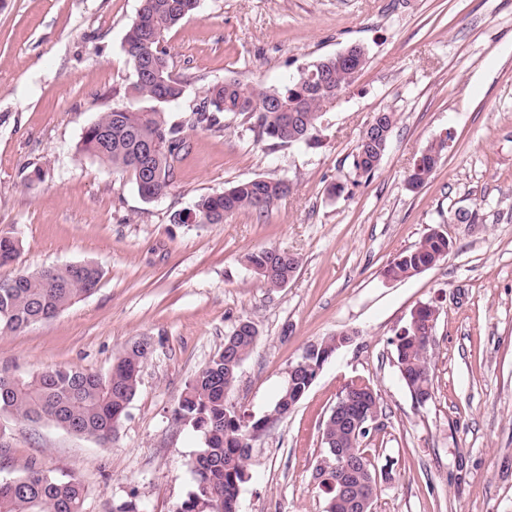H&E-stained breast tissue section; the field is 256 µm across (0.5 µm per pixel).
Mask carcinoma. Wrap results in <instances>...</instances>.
Segmentation results:
<instances>
[{"instance_id":"carcinoma-1","label":"carcinoma","mask_w":512,"mask_h":512,"mask_svg":"<svg viewBox=\"0 0 512 512\" xmlns=\"http://www.w3.org/2000/svg\"><path fill=\"white\" fill-rule=\"evenodd\" d=\"M187 0H142L137 18L124 36V50L132 64L131 90L145 103L139 108L114 107L101 113L81 138L80 149L88 156L127 174L144 199L164 196L173 184L175 165L185 150L183 125L170 121L167 106L179 101L186 83L175 77L167 34L192 10ZM318 67L327 75V88L308 93L297 82L280 85L249 84L226 79L210 85L202 102L190 113L191 126L218 123L217 114L242 117L247 130L257 141L313 147L308 140L321 124L329 106L327 94L342 91L353 83L355 65L336 62L324 56ZM388 142L359 138L352 155L350 181L356 186L380 168ZM444 140H436L421 152L407 178L410 190L420 188L434 173L442 158ZM291 190L282 179L256 177L242 180L218 195L202 196L192 213L198 224H222L224 218L245 211L262 212ZM21 241L0 234V265L16 260ZM452 242L448 232L427 234L413 250L399 254L386 274L406 278L422 266H433L448 256ZM254 273L272 288H280L293 276L300 258L280 259L277 251L264 249L247 256ZM101 269L83 263V272L74 275L71 266L37 272L22 271L0 282V332H17L51 319L92 293L100 282ZM258 331L232 332L224 338V350L216 353L195 375L175 409V420L190 424L202 433L204 446L192 462L194 481L179 512H237L240 486L250 479V449L273 423L288 415L299 393H305L315 372L303 371L294 380V390L285 382L266 414L245 417L227 404L226 394L237 381L240 365L252 351ZM398 368L405 385L416 391H433L430 374V349L427 333L420 325L407 323L403 333L392 340ZM153 357L148 339L126 345L105 374L77 368H52L30 376H9L0 371V412L15 413L31 422L47 421L80 436H89L105 446L116 436L126 409L136 395L142 368ZM357 389L359 400L353 408L358 418L367 416L379 405V395L363 383L352 382L345 391ZM368 433H356L341 419H326L321 434L323 455L337 453L341 461L355 466L337 473L315 471L320 489L328 488L325 512H358L357 502L371 491L375 478L391 479V474H376L362 441ZM85 486L75 476L56 477L33 466L22 474L0 482V512H82Z\"/></svg>"}]
</instances>
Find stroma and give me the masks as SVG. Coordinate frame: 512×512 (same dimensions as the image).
Listing matches in <instances>:
<instances>
[{"instance_id": "stroma-1", "label": "stroma", "mask_w": 512, "mask_h": 512, "mask_svg": "<svg viewBox=\"0 0 512 512\" xmlns=\"http://www.w3.org/2000/svg\"><path fill=\"white\" fill-rule=\"evenodd\" d=\"M140 6L0 0V233L22 242L0 281L70 263L102 271L97 291L57 317L0 334V370L104 374L128 342L154 345L109 447L0 413V481L32 464L78 477L83 512L129 500L141 512H178L203 438L174 410L225 336L249 320L259 339L226 400L255 416L308 345L343 331L352 339L255 443L239 512H323L313 479L321 427L358 380L381 406L363 446L393 475L373 512H512V0H200L167 36L173 73L187 83L171 119L227 78L274 85L354 43L367 62L328 107L319 148L258 141L242 119L223 117L185 130L173 184L154 202L76 150L100 113L137 103L123 40ZM380 111L398 115L380 169L329 196ZM439 137L438 167L409 190L414 157ZM257 176L292 190L260 214L171 223L200 197ZM458 211L476 223H451ZM436 228L452 242L447 258L387 278L393 259ZM262 248L300 257L283 287L246 262ZM431 301L434 394L420 405L393 339Z\"/></svg>"}]
</instances>
